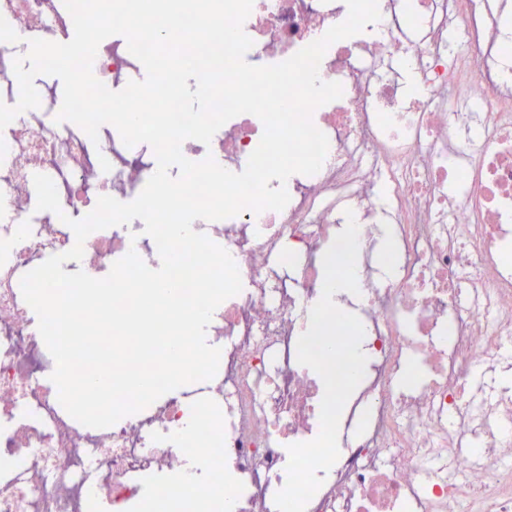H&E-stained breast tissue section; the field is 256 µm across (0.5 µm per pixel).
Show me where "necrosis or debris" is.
I'll use <instances>...</instances> for the list:
<instances>
[{
    "label": "necrosis or debris",
    "instance_id": "obj_1",
    "mask_svg": "<svg viewBox=\"0 0 512 512\" xmlns=\"http://www.w3.org/2000/svg\"><path fill=\"white\" fill-rule=\"evenodd\" d=\"M331 0H254L244 23L264 58H288L338 22ZM461 38L448 49L447 15ZM419 39L384 25L368 42L343 39L325 53L319 76L343 87L317 108L330 162L280 211L234 216L224 247L242 291L213 324L226 353L209 388L217 411L189 413L167 401L146 417L91 433L64 414L42 378L54 359L30 322L18 288L35 262L67 250L60 225L27 230L23 188L32 167L79 155L75 140L50 134L39 116L16 129L13 165L0 193L17 221L0 225V512H81L86 498L107 512H147L210 497L213 512H277L287 447L320 432L321 377L297 360L307 330L303 309L322 295L316 256L336 237L330 202L371 209L388 181L386 224L359 227L358 250L378 236L386 282L362 277L366 381L349 422L364 423L305 512H512V394L481 374L512 361V74L491 51L499 28L487 0H416ZM396 59L424 89L410 103L381 68ZM263 135L254 115L224 125L218 147L243 165ZM287 241L299 258L296 285L283 287L269 261ZM232 466L234 478L214 468ZM180 474L141 487L136 474Z\"/></svg>",
    "mask_w": 512,
    "mask_h": 512
}]
</instances>
